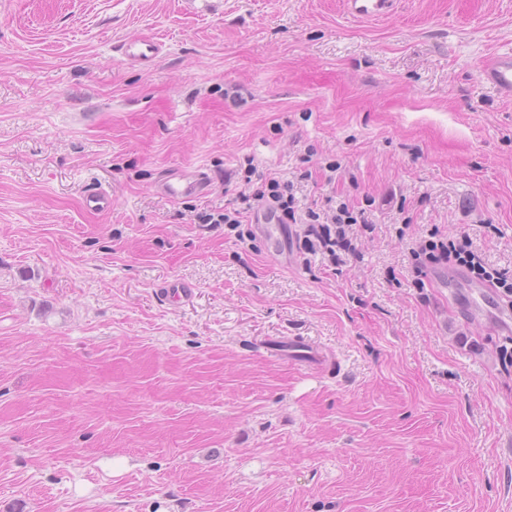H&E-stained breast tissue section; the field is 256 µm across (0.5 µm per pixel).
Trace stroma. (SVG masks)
I'll return each mask as SVG.
<instances>
[{
    "mask_svg": "<svg viewBox=\"0 0 512 512\" xmlns=\"http://www.w3.org/2000/svg\"><path fill=\"white\" fill-rule=\"evenodd\" d=\"M508 47L512 0H0V512H512V338L409 254L466 234L512 272V102L480 78ZM248 161L341 164L356 258L195 223ZM197 166L205 194L157 192ZM395 0H344L346 11L353 17L364 20L378 19L388 15ZM160 42L151 37H143L121 45V54L130 65L147 66L154 61L160 51ZM83 206L90 213H107L112 210V195L101 188H89L83 192ZM271 355L283 357L291 363L305 366H319L328 371L334 369V363L311 344L299 337L270 341L266 347Z\"/></svg>",
    "mask_w": 512,
    "mask_h": 512,
    "instance_id": "stroma-1",
    "label": "stroma"
}]
</instances>
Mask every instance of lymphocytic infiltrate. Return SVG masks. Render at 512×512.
<instances>
[{
  "mask_svg": "<svg viewBox=\"0 0 512 512\" xmlns=\"http://www.w3.org/2000/svg\"><path fill=\"white\" fill-rule=\"evenodd\" d=\"M337 169V164L332 163L322 174L306 170L292 181L273 173L259 176L254 167H247L242 188L233 201L223 211L202 215L200 221L234 227L262 217L277 224H299L307 251L325 253L333 265H344L355 252L352 241L359 229L372 226L366 209L342 197L328 198L322 208L314 195L300 193L306 182L316 187L334 184ZM410 255L416 287H424L426 277L436 266L451 264L465 269L471 278L489 283L503 298H512V273L487 265L481 253L473 249L470 238H422L411 247Z\"/></svg>",
  "mask_w": 512,
  "mask_h": 512,
  "instance_id": "1",
  "label": "lymphocytic infiltrate"
}]
</instances>
